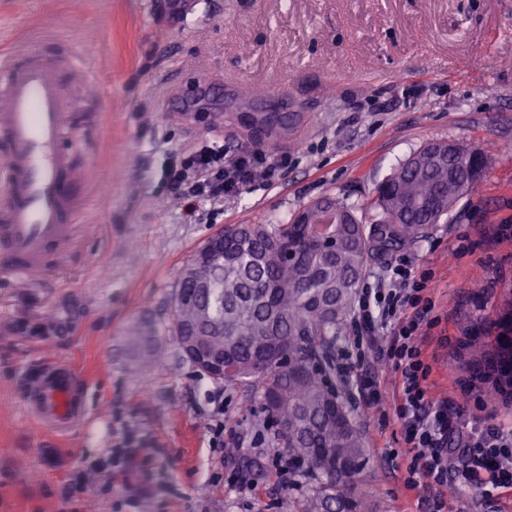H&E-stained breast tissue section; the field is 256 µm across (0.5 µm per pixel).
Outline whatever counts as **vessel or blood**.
<instances>
[{
  "mask_svg": "<svg viewBox=\"0 0 512 512\" xmlns=\"http://www.w3.org/2000/svg\"><path fill=\"white\" fill-rule=\"evenodd\" d=\"M67 130L57 72L34 61L9 68L0 82V138L8 143L0 267L16 276L39 270L47 250L74 234L78 179L62 148ZM29 388L27 413L43 426L66 433L85 423L83 381L72 369L46 367Z\"/></svg>",
  "mask_w": 512,
  "mask_h": 512,
  "instance_id": "1",
  "label": "vessel or blood"
}]
</instances>
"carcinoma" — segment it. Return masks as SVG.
Instances as JSON below:
<instances>
[{"label": "carcinoma", "mask_w": 512, "mask_h": 512, "mask_svg": "<svg viewBox=\"0 0 512 512\" xmlns=\"http://www.w3.org/2000/svg\"><path fill=\"white\" fill-rule=\"evenodd\" d=\"M477 167L467 146L430 142L414 151L376 189L366 208L336 197L323 200L343 221L302 224L267 219L236 224L214 239L224 248L197 250L173 292L166 331L194 334L236 363L224 382L264 389L268 448L295 467L299 495L288 512H374L355 493L366 448L352 411L336 391V346L346 327L369 262L437 224L474 184ZM501 334L485 359L483 376L512 390V309L498 318ZM140 366L151 365L155 331L128 333Z\"/></svg>", "instance_id": "obj_1"}]
</instances>
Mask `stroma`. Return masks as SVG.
<instances>
[{"label":"stroma","instance_id":"stroma-1","mask_svg":"<svg viewBox=\"0 0 512 512\" xmlns=\"http://www.w3.org/2000/svg\"><path fill=\"white\" fill-rule=\"evenodd\" d=\"M55 69L69 108L63 142L81 179L75 234L40 272H0V512H288L270 465L263 391L193 369L166 332L190 256L233 224L292 216L311 200L366 203L411 152L455 141L491 157L483 178L421 236L370 261L363 281L407 262L434 303L422 355L434 399L494 424L512 396L476 374L470 339L512 301V0H0V58ZM221 86L186 124L169 103L191 82ZM285 101L300 113L271 138L252 121ZM222 114V128L212 117ZM220 136L229 155L287 154L272 186L187 217L162 174L165 153ZM155 328L144 371L126 333ZM49 364L84 381L91 427L45 430L26 414L27 381ZM382 401L340 388L367 448L356 490L376 512H436L434 489L404 488L400 373L379 365ZM138 448L126 503L112 450ZM260 456L251 491L232 480Z\"/></svg>","mask_w":512,"mask_h":512}]
</instances>
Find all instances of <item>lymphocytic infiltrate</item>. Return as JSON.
<instances>
[{"instance_id":"f902f5d3","label":"lymphocytic infiltrate","mask_w":512,"mask_h":512,"mask_svg":"<svg viewBox=\"0 0 512 512\" xmlns=\"http://www.w3.org/2000/svg\"><path fill=\"white\" fill-rule=\"evenodd\" d=\"M288 165L287 155L274 158L259 151L228 156L223 143L212 141L188 154L167 157L164 175L188 208L239 193L254 182L275 184ZM387 288L360 289L352 318L356 344H367L376 357L391 362L400 373L397 420L409 446L406 489L427 481L435 490L479 486L512 491V427L467 421L447 403L428 395L430 366L422 357L420 327L434 304L424 280L413 279L395 265ZM392 320L390 333L378 338L376 329Z\"/></svg>"}]
</instances>
